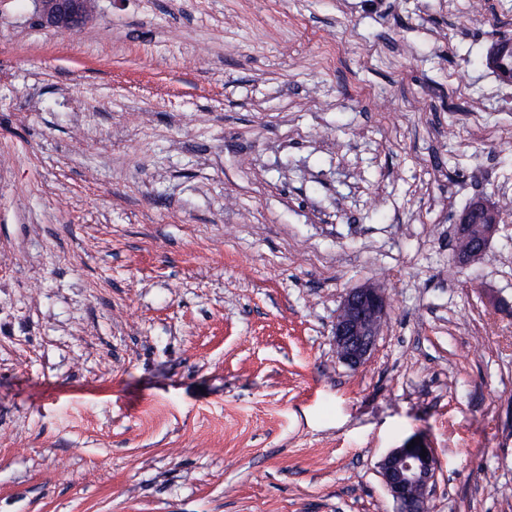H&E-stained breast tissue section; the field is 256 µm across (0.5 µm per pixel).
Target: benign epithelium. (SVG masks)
I'll use <instances>...</instances> for the list:
<instances>
[{
    "label": "benign epithelium",
    "instance_id": "1",
    "mask_svg": "<svg viewBox=\"0 0 512 512\" xmlns=\"http://www.w3.org/2000/svg\"><path fill=\"white\" fill-rule=\"evenodd\" d=\"M91 0H36L39 23L61 34L80 29L87 19ZM512 55V38L495 41L489 61L496 65ZM502 221L498 203L479 197L459 215L456 222L453 260L469 266L480 260ZM389 299L374 283L349 289L343 296L333 327L338 359L351 368L364 366L371 358L377 337L387 318ZM382 480L396 504V512H427L433 491L437 460L433 449L417 441L387 452L379 462Z\"/></svg>",
    "mask_w": 512,
    "mask_h": 512
}]
</instances>
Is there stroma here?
<instances>
[{"label": "stroma", "instance_id": "35a3bbf8", "mask_svg": "<svg viewBox=\"0 0 512 512\" xmlns=\"http://www.w3.org/2000/svg\"><path fill=\"white\" fill-rule=\"evenodd\" d=\"M512 0H0V512H512ZM382 283L369 363L344 293ZM39 23L61 34L80 29L87 19L91 0H35ZM501 221L498 203L484 197L472 201L459 215L455 225L454 262L469 266L480 260ZM388 307L384 289L374 283L351 288L344 294L332 335L336 355L342 363L359 368L370 360ZM415 442L414 447L407 445ZM425 448V457H422ZM382 480L397 512H426L433 491L437 460L433 449L417 440L392 448L379 462Z\"/></svg>", "mask_w": 512, "mask_h": 512}]
</instances>
